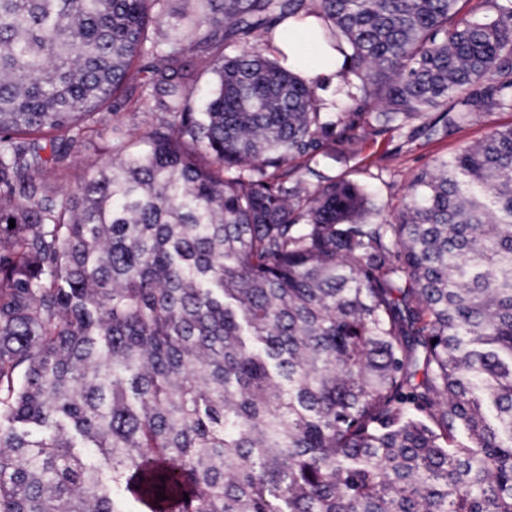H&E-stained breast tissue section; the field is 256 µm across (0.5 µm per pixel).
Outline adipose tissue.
I'll return each instance as SVG.
<instances>
[{
  "label": "adipose tissue",
  "mask_w": 512,
  "mask_h": 512,
  "mask_svg": "<svg viewBox=\"0 0 512 512\" xmlns=\"http://www.w3.org/2000/svg\"><path fill=\"white\" fill-rule=\"evenodd\" d=\"M319 22L313 17H289L274 29L272 50L281 63L307 80L336 84L347 68L344 56L317 37Z\"/></svg>",
  "instance_id": "obj_1"
}]
</instances>
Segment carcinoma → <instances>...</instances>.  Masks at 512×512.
Instances as JSON below:
<instances>
[{
    "mask_svg": "<svg viewBox=\"0 0 512 512\" xmlns=\"http://www.w3.org/2000/svg\"><path fill=\"white\" fill-rule=\"evenodd\" d=\"M166 2L0 0V512H512V126L387 215L311 165L512 111V0ZM299 14L334 112L265 54ZM141 95L140 80L126 84L116 100L121 107L112 115L106 114L101 127V135L81 141L71 155V164L78 168L86 159L107 158L106 148L112 145V140L125 139L134 136L145 126L146 114L138 109L137 100Z\"/></svg>",
    "mask_w": 512,
    "mask_h": 512,
    "instance_id": "cac0c4a2",
    "label": "carcinoma"
}]
</instances>
